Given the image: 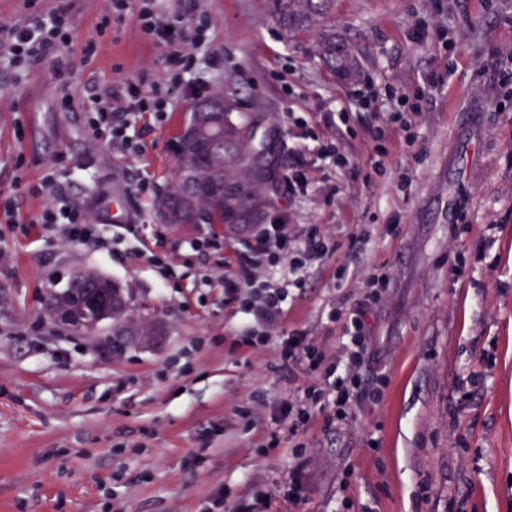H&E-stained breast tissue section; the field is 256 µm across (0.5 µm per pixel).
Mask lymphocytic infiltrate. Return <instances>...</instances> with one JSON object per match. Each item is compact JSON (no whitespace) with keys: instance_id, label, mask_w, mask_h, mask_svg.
<instances>
[{"instance_id":"1","label":"lymphocytic infiltrate","mask_w":512,"mask_h":512,"mask_svg":"<svg viewBox=\"0 0 512 512\" xmlns=\"http://www.w3.org/2000/svg\"><path fill=\"white\" fill-rule=\"evenodd\" d=\"M142 29L155 43L164 45L166 61L176 72L191 65L200 41L187 37L182 15L160 19L151 0H141L136 13ZM66 43L60 16L33 15L29 24L11 29L0 51L10 58L26 57L36 62L56 53ZM337 244L318 225L300 229L287 217L272 213L268 223L257 225L241 243L237 258L240 271L224 277V302L243 314L244 324L235 348L260 354L269 344L278 347L277 357L288 370H302L310 378L302 396L282 402V419L291 432L306 431L315 417L326 425L348 426L351 408L361 396L379 401L386 378H378L373 389L363 386L361 369L372 352L368 316L386 297V276L373 277L357 305L332 310L328 319L340 324L344 341L339 351L308 341L298 333L286 334L282 324L291 289L305 285L308 265L332 255ZM295 464L287 485L259 491L241 503L238 512H270L274 499L298 501L306 490V462L301 448H293Z\"/></svg>"}]
</instances>
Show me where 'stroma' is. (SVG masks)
<instances>
[{"label": "stroma", "mask_w": 512, "mask_h": 512, "mask_svg": "<svg viewBox=\"0 0 512 512\" xmlns=\"http://www.w3.org/2000/svg\"><path fill=\"white\" fill-rule=\"evenodd\" d=\"M156 4L188 28L208 24L178 80L133 15L109 17V0H0L2 30L59 11L69 28L61 57L0 59V512H210L220 493L235 512L256 489L287 483L298 443L307 489L272 512H334L343 480L351 512H512V82L500 75L512 0H336L328 23L361 62L352 82L320 65L313 34H283L265 0ZM63 61L66 85L55 76ZM126 79L156 87L166 110L120 113L129 140L116 143L94 132L85 106H118ZM365 85L370 109L352 97ZM219 88L269 135L279 174L311 133L348 159L307 157L306 193L270 191L272 208L339 245L289 297L286 331L339 346L328 312L354 306L370 274L388 277L362 371L388 384L342 430L319 417L292 436L279 403L300 397L308 376L282 369L276 346L232 350L243 316L225 305L222 279L239 239L169 229L155 210L187 113ZM415 89L408 145L384 121ZM340 108L347 123L326 124ZM49 177L61 205L92 219L89 239L39 223ZM394 221L398 236H383ZM340 263L349 276L338 288ZM77 268L121 284L130 320L159 324L158 341L116 353L111 323L58 329L44 294Z\"/></svg>", "instance_id": "1"}]
</instances>
